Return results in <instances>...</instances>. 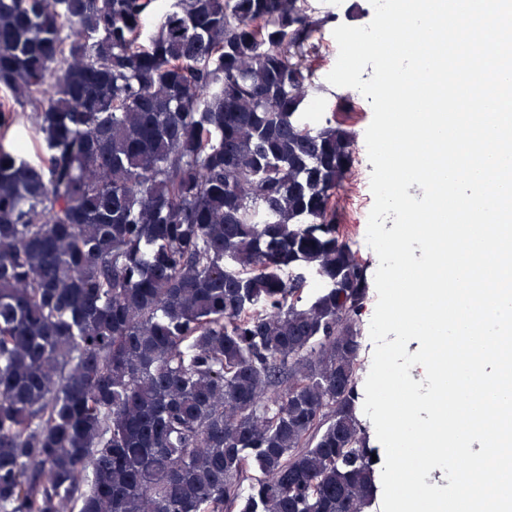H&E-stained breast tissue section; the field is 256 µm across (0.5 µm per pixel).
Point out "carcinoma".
<instances>
[{
  "label": "carcinoma",
  "instance_id": "obj_1",
  "mask_svg": "<svg viewBox=\"0 0 512 512\" xmlns=\"http://www.w3.org/2000/svg\"><path fill=\"white\" fill-rule=\"evenodd\" d=\"M158 2L0 0V512H370L334 15ZM18 111L22 113L18 128L23 133L26 156L32 163L38 164L42 155V137L36 125L33 109L25 106L18 107Z\"/></svg>",
  "mask_w": 512,
  "mask_h": 512
}]
</instances>
